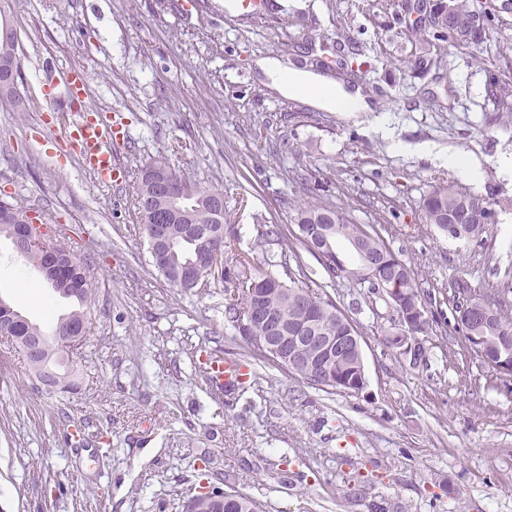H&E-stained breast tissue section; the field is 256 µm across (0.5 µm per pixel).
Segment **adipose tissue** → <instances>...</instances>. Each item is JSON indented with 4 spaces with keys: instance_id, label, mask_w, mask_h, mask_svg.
I'll return each instance as SVG.
<instances>
[{
    "instance_id": "1",
    "label": "adipose tissue",
    "mask_w": 512,
    "mask_h": 512,
    "mask_svg": "<svg viewBox=\"0 0 512 512\" xmlns=\"http://www.w3.org/2000/svg\"><path fill=\"white\" fill-rule=\"evenodd\" d=\"M258 70L280 94L302 98L309 105L332 112H368L372 105L360 89L334 83L323 76L284 67L274 57L256 62Z\"/></svg>"
}]
</instances>
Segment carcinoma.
Here are the masks:
<instances>
[{"label":"carcinoma","mask_w":512,"mask_h":512,"mask_svg":"<svg viewBox=\"0 0 512 512\" xmlns=\"http://www.w3.org/2000/svg\"><path fill=\"white\" fill-rule=\"evenodd\" d=\"M431 25H421L412 29L415 41L427 44L430 38L440 39L455 48L478 49L485 42L490 31L495 29L497 15L489 0H439L430 6ZM16 34H5L0 28V59L21 67L20 60L14 54ZM512 70V42L503 43L499 52L498 65L489 72L485 84L486 96L494 102V123L503 114H512V80L503 78V71ZM192 196L187 201L183 212L178 214L176 229L181 231L186 224H216L211 211V201L224 195L215 188H203L194 182H188ZM140 222L143 226L153 223V208L163 205L156 198L152 185L146 178H141L137 193ZM425 223L448 236L451 240H481L489 231L494 219V211L486 199L471 191H463L446 182H439L431 187L422 205ZM314 224H325L329 229L328 247L318 248L310 238L306 227ZM299 239L306 250L314 253L323 269L334 277L354 279L367 286L368 292L376 295L390 287L388 280H397L402 289V303H395L387 298L392 309L390 347H395L393 337L398 335L403 322L412 324L413 335L426 336L432 330L433 315L428 306L432 296L422 289L414 269L403 261L387 244L383 237L375 231H369L365 225L355 223L346 212L331 209L316 202H309L297 213ZM369 238L368 257L385 258L387 263L378 272L371 275H356L341 259L336 249L340 241L346 242L348 249L353 251L356 260L362 262L361 268H367L363 256L354 251L353 242ZM287 235L277 226L263 224L257 229L256 244L262 245L276 241L284 244ZM210 242L198 239L193 244H178L170 257L173 265L187 261L196 250L207 249ZM279 266L282 273L276 275L279 280L277 289L269 291L263 304L271 310L281 311L288 316L289 324L302 325L312 323L322 336L334 338L343 336L354 323L347 317L330 298L305 285L306 274L302 258L297 250L289 248L281 252ZM56 292L66 299H74L86 304L92 296V284L83 261H78L68 275L55 285ZM262 292L258 285V274H249L245 270L224 279V315L232 324L236 335L244 338L251 357L266 361L259 351L258 336L260 329H246L250 308L257 302L256 295ZM481 308L492 302L489 313L472 321L454 319L452 330L461 341L466 343L471 336H479L489 351H502V357L509 356L512 348V305L502 297L487 299L481 295H473L466 286L458 288V298L452 305L459 308L460 302ZM19 335L16 346H21L33 336H43L45 332L36 323L23 318L17 324ZM361 371L360 356L351 351L336 360V373L356 377ZM263 512L260 504L252 497L238 491H226L211 482L198 485L195 494L190 496L183 505V512Z\"/></svg>","instance_id":"carcinoma-1"}]
</instances>
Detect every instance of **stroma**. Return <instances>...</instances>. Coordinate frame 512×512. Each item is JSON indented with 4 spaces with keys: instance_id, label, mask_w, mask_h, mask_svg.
<instances>
[{
    "instance_id": "35a3bbf8",
    "label": "stroma",
    "mask_w": 512,
    "mask_h": 512,
    "mask_svg": "<svg viewBox=\"0 0 512 512\" xmlns=\"http://www.w3.org/2000/svg\"><path fill=\"white\" fill-rule=\"evenodd\" d=\"M0 0L19 35L23 106L0 102V194L42 215L90 266L89 332L69 357L79 387L42 386L0 341V512H182L208 477L265 512H512V385L448 333L432 305L427 358L388 348L392 311L357 281L330 279L303 253L310 288L325 287L364 338V389L328 394L254 361L247 390L226 393L202 372L242 359L224 318V288L185 291L154 269L137 210L143 167L166 159L224 192L237 237L224 270L265 266L257 225L297 232L305 203L348 211L377 231L424 290L467 282L512 289V118L489 122L486 73L467 50L414 42L421 0ZM296 47L283 54L282 44ZM332 78L346 60L366 113L327 112L267 86L263 57ZM430 68H415L418 58ZM79 67L98 122L129 137L122 173L103 183L47 134L45 75ZM474 166L470 181L436 152ZM483 195L496 222L480 241H452L423 220L431 186ZM0 236V297L30 321L66 315L70 300Z\"/></svg>"
}]
</instances>
